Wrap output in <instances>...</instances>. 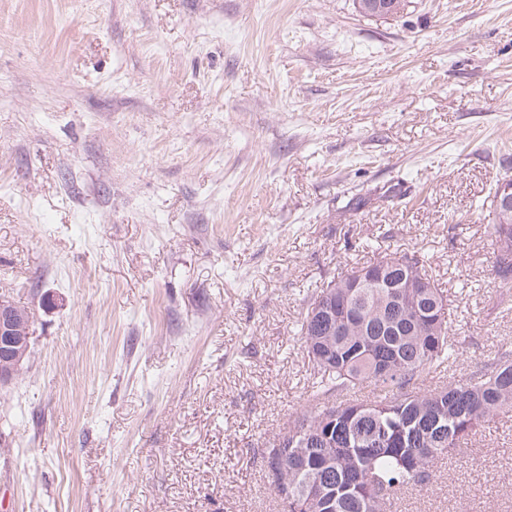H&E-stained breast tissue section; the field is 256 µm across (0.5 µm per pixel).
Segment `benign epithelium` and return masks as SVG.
Listing matches in <instances>:
<instances>
[{"label": "benign epithelium", "mask_w": 512, "mask_h": 512, "mask_svg": "<svg viewBox=\"0 0 512 512\" xmlns=\"http://www.w3.org/2000/svg\"><path fill=\"white\" fill-rule=\"evenodd\" d=\"M495 206L504 216L512 214V181L499 184ZM30 316L0 295V386L11 382L22 371L30 352Z\"/></svg>", "instance_id": "1"}]
</instances>
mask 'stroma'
<instances>
[{"mask_svg":"<svg viewBox=\"0 0 512 512\" xmlns=\"http://www.w3.org/2000/svg\"><path fill=\"white\" fill-rule=\"evenodd\" d=\"M512 0H0V512H283L323 281L420 256L461 383L512 351L487 226ZM392 512H512V412ZM30 316L0 295V386L22 371L30 352Z\"/></svg>","mask_w":512,"mask_h":512,"instance_id":"35a3bbf8","label":"stroma"}]
</instances>
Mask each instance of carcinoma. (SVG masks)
I'll return each mask as SVG.
<instances>
[{
	"label": "carcinoma",
	"instance_id": "1",
	"mask_svg": "<svg viewBox=\"0 0 512 512\" xmlns=\"http://www.w3.org/2000/svg\"><path fill=\"white\" fill-rule=\"evenodd\" d=\"M488 233L495 241V275L510 289L512 264L501 263L498 254L512 250V223L497 215ZM383 258L394 267L382 282L373 276L376 261L336 277L342 283L358 271L369 274L363 287L338 288L329 298L336 322L313 315L325 288L307 300L299 335L314 375L315 408L289 421L288 444L274 442L268 455V466H279L274 492L287 512H387L398 496L428 490L440 461L512 410L508 351L462 384L417 387L426 371L458 360L462 343L448 298L427 276L424 261L390 248ZM403 264L424 280L415 305L397 299L390 287ZM364 383L382 395L365 403L346 398ZM412 429L422 442H411ZM375 430L385 434V444L370 441Z\"/></svg>",
	"mask_w": 512,
	"mask_h": 512
}]
</instances>
